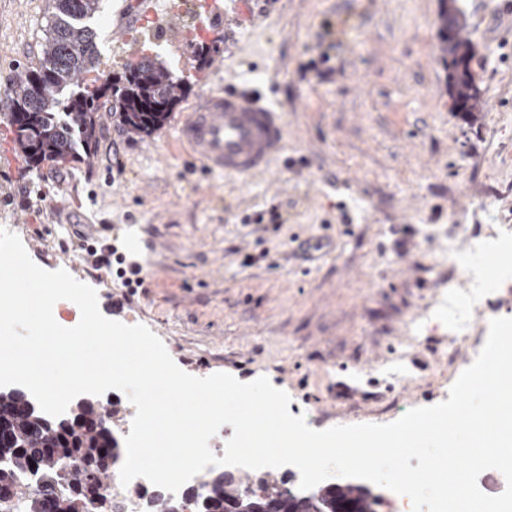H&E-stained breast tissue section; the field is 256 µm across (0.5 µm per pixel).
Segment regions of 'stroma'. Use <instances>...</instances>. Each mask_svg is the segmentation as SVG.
I'll return each mask as SVG.
<instances>
[{"instance_id": "1", "label": "stroma", "mask_w": 512, "mask_h": 512, "mask_svg": "<svg viewBox=\"0 0 512 512\" xmlns=\"http://www.w3.org/2000/svg\"><path fill=\"white\" fill-rule=\"evenodd\" d=\"M222 2L235 24L214 17L208 53L172 65L187 88L151 134L105 106L90 156L34 168L0 125V225L34 262L98 275L101 313L149 321L186 373L267 377L314 428L440 403L448 333L417 325L460 275L448 238L469 255L512 216V24L491 22L505 0H464L472 114L451 109L441 0ZM146 3L105 0L92 19L107 72L138 58L125 35ZM51 11L52 0H0V105L42 59ZM245 83L283 112L287 147L251 178L211 173L174 126L202 85ZM274 213L280 230L263 229ZM82 233L140 263L143 288L94 269Z\"/></svg>"}]
</instances>
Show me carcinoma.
<instances>
[{
	"mask_svg": "<svg viewBox=\"0 0 512 512\" xmlns=\"http://www.w3.org/2000/svg\"><path fill=\"white\" fill-rule=\"evenodd\" d=\"M102 0H55L40 66L23 71L9 96L10 121L18 151L32 167L66 163L95 151L100 135L98 111L106 102L123 126L149 134L174 111V77L156 56H144L119 75L100 83L85 76L99 67L96 32L90 20ZM441 38L449 71V96L456 112L477 111L480 89L470 68L472 42L459 0H448L441 15ZM120 409L91 399L78 412L51 419L21 389H0V512H124L123 501L104 494L111 465L121 456L112 428L123 422ZM72 467L62 468V457ZM250 476L220 473L201 490L176 500L159 491L153 512H267L277 503L283 512H378L380 497L363 482L326 484L310 493L285 488L277 479L262 480V494L247 492Z\"/></svg>",
	"mask_w": 512,
	"mask_h": 512,
	"instance_id": "obj_1",
	"label": "carcinoma"
}]
</instances>
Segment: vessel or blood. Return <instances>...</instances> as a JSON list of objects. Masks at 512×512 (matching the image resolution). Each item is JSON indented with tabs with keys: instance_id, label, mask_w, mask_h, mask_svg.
<instances>
[{
	"instance_id": "b4317fda",
	"label": "vessel or blood",
	"mask_w": 512,
	"mask_h": 512,
	"mask_svg": "<svg viewBox=\"0 0 512 512\" xmlns=\"http://www.w3.org/2000/svg\"><path fill=\"white\" fill-rule=\"evenodd\" d=\"M175 130L207 170L242 178L264 171L285 142L281 113L253 89L202 87L194 108Z\"/></svg>"
}]
</instances>
